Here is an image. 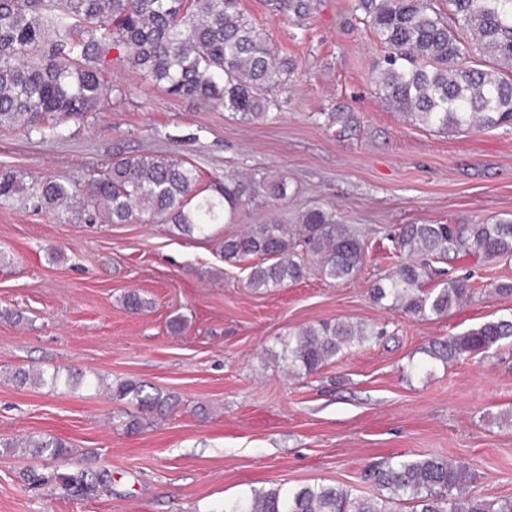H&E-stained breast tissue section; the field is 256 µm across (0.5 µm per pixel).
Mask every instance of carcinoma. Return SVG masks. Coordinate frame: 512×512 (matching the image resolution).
<instances>
[{
	"mask_svg": "<svg viewBox=\"0 0 512 512\" xmlns=\"http://www.w3.org/2000/svg\"><path fill=\"white\" fill-rule=\"evenodd\" d=\"M290 19L307 14V0H270ZM353 0L354 19L376 37L384 53L374 62L379 94L412 122L455 132L512 125V0ZM117 59L175 97L246 120L268 117L265 91L280 79L268 40L241 7V0H0V127L20 126L44 138L64 137L67 123L112 104L106 67ZM284 175L263 173L246 182L201 183L197 167L169 155L143 153L91 170L81 183L50 178L29 189L21 174L0 167V202L19 195L60 224H127L142 215L210 236L246 195L261 191L287 196ZM402 260L377 281L371 297L412 316L441 317L470 298L465 278L423 287L432 261L464 252L485 261L512 259V220L493 224H406L394 237ZM317 257L326 280L358 271L363 241L356 230L336 223L332 212L310 208L294 232L277 220L227 236L224 260L249 266L247 286L280 288L306 276L296 249ZM133 313L149 307L137 292L123 295ZM382 333L349 322H321L277 339V357L294 378L310 376L354 347ZM512 343V312L461 334L438 340L428 355L444 363ZM21 384L55 386L59 371H19ZM113 398L134 407L125 426L136 429L145 416L161 415L169 398L144 393L126 380ZM7 452L34 458L68 454L58 438L0 439ZM375 487L354 497L340 485L305 484L284 490L252 488L224 501L223 512H392L408 502L412 512H512V496H462L468 473L447 459L389 460L367 473ZM59 482L85 495L109 489L106 472L79 469Z\"/></svg>",
	"mask_w": 512,
	"mask_h": 512,
	"instance_id": "cac0c4a2",
	"label": "carcinoma"
}]
</instances>
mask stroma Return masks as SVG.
I'll return each mask as SVG.
<instances>
[{"mask_svg":"<svg viewBox=\"0 0 512 512\" xmlns=\"http://www.w3.org/2000/svg\"><path fill=\"white\" fill-rule=\"evenodd\" d=\"M290 21L269 0H242L281 71L267 119L248 121L173 97L125 62L107 72L111 107L70 122L61 139L0 128V166L26 186L83 180L132 154L194 162L203 182L283 174L288 196L246 199L218 233L318 206L364 241L359 272L246 286L215 239L141 217L130 224H59L23 199L0 202V438L66 441L59 459L0 452V512H222L252 488L343 485L373 494L364 471L390 459L441 457L466 466L470 493L512 496V346L443 365L426 349L507 313L512 262L461 255L425 279L469 278L474 295L447 315L417 318L373 302L369 289L398 264L406 224L512 219V128L438 131L412 123L379 95L383 53L352 17V0H308ZM135 290L152 302L135 315ZM184 328L171 333V317ZM322 321L383 333L306 378L289 377L277 337ZM86 380L21 385V370ZM140 382L173 410L137 431L116 415L110 386ZM111 474L110 492L63 489L57 474Z\"/></svg>","mask_w":512,"mask_h":512,"instance_id":"obj_1","label":"stroma"}]
</instances>
